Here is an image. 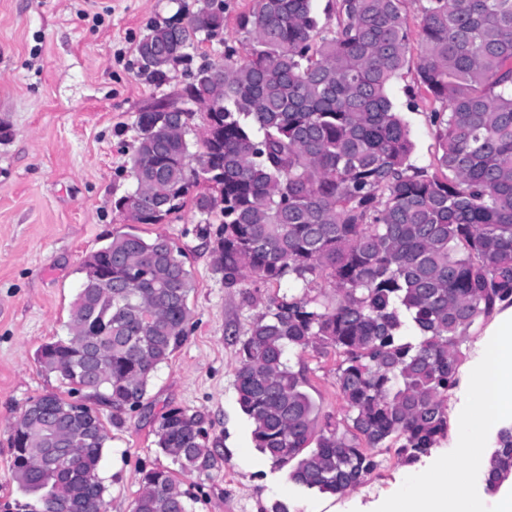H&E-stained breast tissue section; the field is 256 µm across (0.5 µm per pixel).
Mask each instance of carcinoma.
<instances>
[{
    "label": "carcinoma",
    "mask_w": 512,
    "mask_h": 512,
    "mask_svg": "<svg viewBox=\"0 0 512 512\" xmlns=\"http://www.w3.org/2000/svg\"><path fill=\"white\" fill-rule=\"evenodd\" d=\"M417 85L448 111L431 113L434 171L411 163L412 142L389 96L402 77L409 34L401 0H336L321 22L314 0H256L237 18L250 34L245 59L190 73L179 100L136 115L130 176L171 203L130 212L134 226L88 254L112 274V296L81 283L69 335L37 350L68 397L46 392L10 427L12 478L36 498L33 512H101L100 476L110 439L100 409L143 407L159 366L186 341L194 288L182 251L146 239L187 203L215 231L224 287L250 280L295 285L290 294L243 292L265 312L252 322L234 366L238 405L256 448L306 491L344 494L379 467L372 448L412 465L448 438V394L459 384L461 345L473 326L512 306V0H426ZM224 30V8L168 20L138 45L163 84L190 54L155 69L151 47L181 35L188 45ZM182 135L146 143L142 133L177 102ZM210 128L205 160L190 167L197 122ZM207 186V191L196 188ZM331 290L323 302L315 286ZM342 357L336 386L344 422L323 415L290 355ZM70 417L76 442L57 462L44 444L48 415ZM201 413L174 408L155 428L157 448L182 473L212 478L221 458ZM512 481V427L500 428L483 482ZM133 512H190L196 497L168 467L142 470Z\"/></svg>",
    "instance_id": "carcinoma-1"
}]
</instances>
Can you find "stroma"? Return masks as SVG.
<instances>
[{
	"label": "stroma",
	"instance_id": "1",
	"mask_svg": "<svg viewBox=\"0 0 512 512\" xmlns=\"http://www.w3.org/2000/svg\"><path fill=\"white\" fill-rule=\"evenodd\" d=\"M425 4L402 0L410 50L389 95L410 128L414 163L429 168L436 150L429 115L446 105L407 91L415 83ZM254 5L225 0L224 31L192 49L194 64L222 61L228 46L246 55L251 38L237 18ZM181 8L195 13L198 0H0V508L10 512L29 498L12 479L9 425L29 398L65 390L58 376L42 371L36 351L67 337L84 257L129 223L114 202L133 187L137 112L176 98L189 80L181 66L159 85L138 64L139 41ZM199 220L188 205L164 223L138 227L143 237L171 238L186 256L194 278L190 333L156 371L143 408L109 430L100 463L108 512H132L141 470L168 465L154 428L171 408L200 412L208 444L223 458L222 470L202 485L184 479V488L196 491L192 512H262L283 499L299 512H375L407 472L393 451L374 449L380 467L355 489L330 495L299 491L254 447L233 369L245 331L264 308L225 287L215 239L198 234ZM301 360L322 413L344 417L336 355L310 351Z\"/></svg>",
	"mask_w": 512,
	"mask_h": 512
}]
</instances>
